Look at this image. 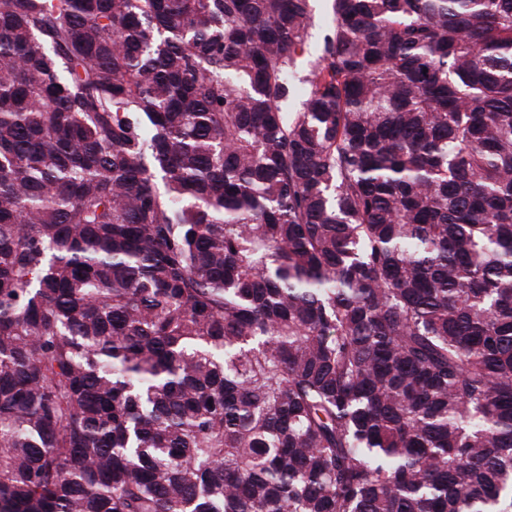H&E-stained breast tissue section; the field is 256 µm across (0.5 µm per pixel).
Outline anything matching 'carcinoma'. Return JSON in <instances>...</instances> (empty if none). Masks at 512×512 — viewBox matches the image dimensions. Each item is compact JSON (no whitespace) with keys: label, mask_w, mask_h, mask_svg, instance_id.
<instances>
[{"label":"carcinoma","mask_w":512,"mask_h":512,"mask_svg":"<svg viewBox=\"0 0 512 512\" xmlns=\"http://www.w3.org/2000/svg\"><path fill=\"white\" fill-rule=\"evenodd\" d=\"M313 8L0 0V512H512V0Z\"/></svg>","instance_id":"cac0c4a2"}]
</instances>
